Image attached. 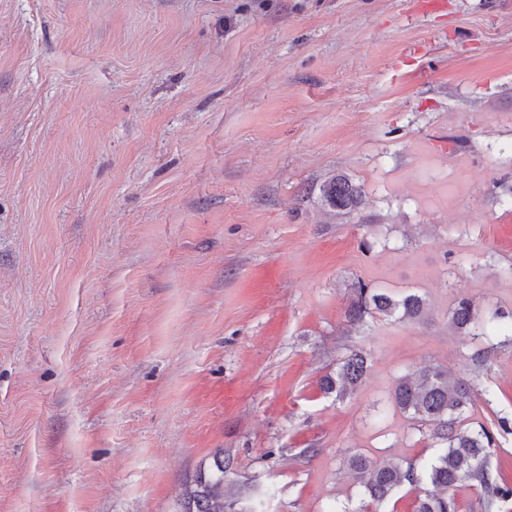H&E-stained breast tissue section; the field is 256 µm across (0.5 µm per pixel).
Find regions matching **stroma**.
<instances>
[{
	"mask_svg": "<svg viewBox=\"0 0 512 512\" xmlns=\"http://www.w3.org/2000/svg\"><path fill=\"white\" fill-rule=\"evenodd\" d=\"M441 2L0 0V512H176L219 448L228 512L352 510V455L431 462L395 385L462 370L458 298L512 311V0ZM359 280L423 320L350 323ZM476 383L512 412V347ZM320 191L324 205L341 214H350L359 207L363 189L345 176H336L326 181ZM368 371L367 357L360 351H352L339 363L336 376L327 375L321 379V389L325 394L335 393L336 398H343L355 390Z\"/></svg>",
	"mask_w": 512,
	"mask_h": 512,
	"instance_id": "35a3bbf8",
	"label": "stroma"
}]
</instances>
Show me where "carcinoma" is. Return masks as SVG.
<instances>
[{"instance_id": "1", "label": "carcinoma", "mask_w": 512, "mask_h": 512, "mask_svg": "<svg viewBox=\"0 0 512 512\" xmlns=\"http://www.w3.org/2000/svg\"><path fill=\"white\" fill-rule=\"evenodd\" d=\"M362 192L361 186L345 176H336L321 187L324 205L341 214L359 207ZM426 309V300L416 293L393 296L359 280L352 285L345 314L357 323L368 318L403 322L420 319ZM448 328L475 343L465 368L468 377L450 381L448 371L424 367L403 376L393 392L396 407L417 427L428 429L435 441L436 453L429 466L419 473L410 464L373 462L360 454L350 458L349 467L363 484L364 498L377 510L402 486L423 483L427 488L418 496L415 512H458L453 490L468 481L482 492L485 512H512V483L495 477L489 462L498 437L512 434V414L499 410L488 426L480 423L467 431L455 429L457 420L474 406L471 375L488 368L491 352L498 346L512 343V312H488L471 298L462 297L448 312ZM368 371L367 357L353 351L341 360L336 375L321 379V389L341 398L354 391ZM226 472L224 450L219 449L208 469L185 481L179 512H224Z\"/></svg>"}]
</instances>
